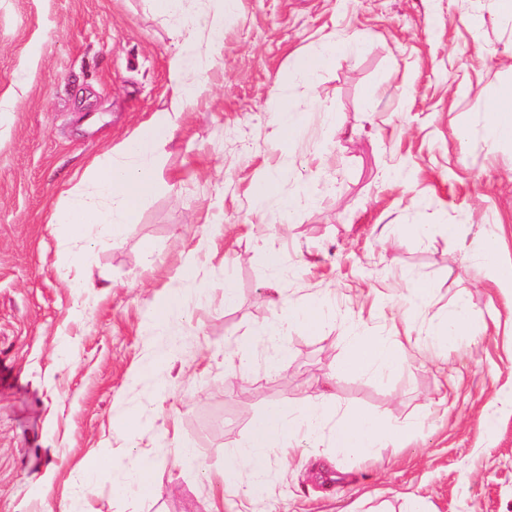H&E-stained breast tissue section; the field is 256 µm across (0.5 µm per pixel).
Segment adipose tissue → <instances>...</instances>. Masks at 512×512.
Listing matches in <instances>:
<instances>
[{"label": "adipose tissue", "instance_id": "adipose-tissue-1", "mask_svg": "<svg viewBox=\"0 0 512 512\" xmlns=\"http://www.w3.org/2000/svg\"><path fill=\"white\" fill-rule=\"evenodd\" d=\"M150 2L158 15L180 20L174 30L175 52L170 60V72L175 94L183 102H191L199 92L198 74L208 63L213 45L221 36L228 0H207L213 21L204 35L194 22L183 19V0ZM358 50V44L346 38L326 41L314 53L293 56L288 76L303 82L314 81L322 71L334 65L337 58L354 55ZM178 119V113L173 112L145 123L119 152L92 168L93 184L101 205L87 202L81 194L69 193L63 205L52 213L51 223L64 225L72 239L87 243L92 242L94 234L102 232L112 237L126 225L135 223L140 202L157 188L155 170L159 152L172 140ZM324 319L321 305L292 307L257 329L253 342L273 350L292 325L301 324L314 330ZM473 332L472 310L467 297L462 295L449 310L447 319L431 328L429 336L441 346L450 347ZM404 360V352L395 337L357 336L352 339L339 371L383 378ZM333 399V394L325 393L302 408L272 405L252 419L247 440L227 456L228 467L243 474L240 488L252 505L251 512H264L262 501L269 454L287 459L288 442L296 429H304L309 435L318 434L327 418L326 406ZM413 434V425L398 426L382 417L353 410L337 419L331 440L336 453L371 459L380 448L400 445Z\"/></svg>", "mask_w": 512, "mask_h": 512}]
</instances>
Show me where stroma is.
<instances>
[{"label":"stroma","mask_w":512,"mask_h":512,"mask_svg":"<svg viewBox=\"0 0 512 512\" xmlns=\"http://www.w3.org/2000/svg\"><path fill=\"white\" fill-rule=\"evenodd\" d=\"M173 31L148 0H0V109L12 115L0 127V512H247L227 454L269 405L328 387L336 410L416 435L365 460L335 454L330 428L297 434L287 478L269 460L267 512H404L414 498L425 512H512V142L487 131L512 84V17L494 0H233L157 191L73 265L50 216L63 191H89L78 173L174 107ZM325 37L363 50L317 88L279 89L292 56ZM282 91L303 115L286 147L270 112ZM271 170L283 192L306 190L290 217L250 197ZM490 230L487 265L471 243ZM420 281L435 293L415 306ZM176 288L186 315L150 331L155 301ZM462 293L478 335L433 350L426 330ZM317 298L333 317L292 327L279 364L249 345ZM371 335L399 337L406 363L382 379L338 374L352 338ZM180 444L196 449L192 465L176 461ZM90 453L117 466L86 488L74 475ZM145 459L147 497L127 484Z\"/></svg>","instance_id":"35a3bbf8"}]
</instances>
